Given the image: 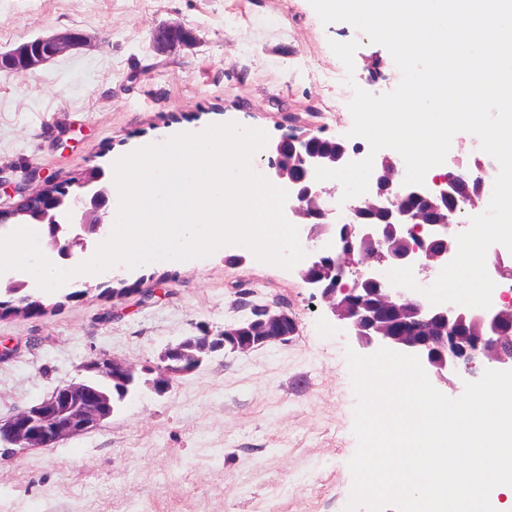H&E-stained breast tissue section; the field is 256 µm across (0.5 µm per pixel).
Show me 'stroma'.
<instances>
[{
	"mask_svg": "<svg viewBox=\"0 0 512 512\" xmlns=\"http://www.w3.org/2000/svg\"><path fill=\"white\" fill-rule=\"evenodd\" d=\"M174 23L189 47L158 51L152 32ZM78 31L84 47L34 69L0 73V183L79 191L100 169L112 187L121 156L145 143L234 121L276 140L321 129L346 139L326 80L341 62L331 42L358 41L353 80L393 91L389 51L346 22L323 24L309 0H0V51ZM380 60L381 77L370 72ZM238 245L182 266L122 271L137 290L77 277L73 299L0 317V419L80 381V365L114 358L159 365L167 345L244 317L239 293L287 304V343L207 356L164 393L139 385L102 425L40 450L0 453V512H344L357 399L351 348L320 296L295 270L225 262Z\"/></svg>",
	"mask_w": 512,
	"mask_h": 512,
	"instance_id": "1",
	"label": "stroma"
}]
</instances>
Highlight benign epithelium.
Here are the masks:
<instances>
[{
	"mask_svg": "<svg viewBox=\"0 0 512 512\" xmlns=\"http://www.w3.org/2000/svg\"><path fill=\"white\" fill-rule=\"evenodd\" d=\"M155 44L164 48L187 43L191 34L180 27L155 30ZM82 35L67 32L38 37L14 50L0 52V72L34 69L80 44ZM272 183L288 191L287 208L300 227L306 259L300 278L318 292L327 312L364 355L381 348L416 355L439 390L454 386L460 371L475 373L487 364L512 370V307L464 309L457 304L433 305L419 292L408 293L388 279L394 268L411 267L430 277L448 264L456 237L444 233L454 223L459 204L481 205L480 193L450 170L422 185L395 181L396 165L386 153L374 159L368 191L336 217V186L315 178V169H338L361 160L362 149L322 136L319 129L282 136L269 147ZM19 200L0 218L22 217L45 227L49 245L63 261L87 248L88 237L106 236L109 197L103 190L69 193L45 184L28 192L16 187ZM297 330L287 311L251 307V316L217 336H193L169 345L165 365L153 382L157 391L168 376L193 371L203 357L217 351L246 352L284 343ZM94 377L60 387L42 401L0 422V443L27 450L48 448L60 440L95 429L112 416V388L124 394L137 387L134 367L114 359H90L83 365Z\"/></svg>",
	"mask_w": 512,
	"mask_h": 512,
	"instance_id": "benign-epithelium-1",
	"label": "benign epithelium"
}]
</instances>
